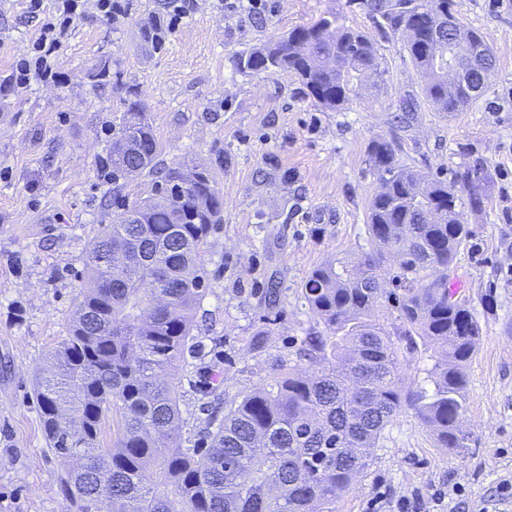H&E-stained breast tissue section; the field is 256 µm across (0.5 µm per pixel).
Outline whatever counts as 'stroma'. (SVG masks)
<instances>
[{
    "instance_id": "stroma-1",
    "label": "stroma",
    "mask_w": 512,
    "mask_h": 512,
    "mask_svg": "<svg viewBox=\"0 0 512 512\" xmlns=\"http://www.w3.org/2000/svg\"><path fill=\"white\" fill-rule=\"evenodd\" d=\"M122 14L86 6L68 27L57 82L0 94V512H64L67 463L48 449L36 381L66 338L85 282L83 258L112 221V175L103 166L117 138L120 101L137 93L159 142L158 168L205 164L224 198V221L203 257L207 289L193 330L196 355L177 365L184 438L206 432L197 384L218 372L225 399L266 383L315 317L299 288L321 263L370 250L369 201L377 182L367 145L395 140L399 155L442 179L475 164L491 173L485 208L464 210L477 250L457 257L467 296L494 288V312L477 309L480 346L468 370L462 453L437 447L411 412L400 413L369 465L336 500V512H512L498 485L512 476V0H453L482 33L497 68L463 111H435L400 35L383 33L358 0H266L258 15L224 0H190L183 16L167 0H121ZM170 23L166 48L143 56L139 26L155 13ZM341 14L375 39L383 76L355 77L329 110L292 73L242 71L240 54L318 17ZM56 0L30 13L0 0V76L57 18ZM106 77H94L98 67ZM416 111L400 115L402 98ZM277 280L280 299L265 291ZM270 336L262 353L243 341ZM465 496H458V489Z\"/></svg>"
}]
</instances>
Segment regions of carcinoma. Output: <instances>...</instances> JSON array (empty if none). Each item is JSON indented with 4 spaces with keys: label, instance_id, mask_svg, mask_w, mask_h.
<instances>
[{
    "label": "carcinoma",
    "instance_id": "1",
    "mask_svg": "<svg viewBox=\"0 0 512 512\" xmlns=\"http://www.w3.org/2000/svg\"><path fill=\"white\" fill-rule=\"evenodd\" d=\"M450 0H364L369 14L405 43L422 74L434 66L432 38L457 37L438 23ZM336 28L328 42L322 29ZM169 33L158 15L143 24L144 56L161 52ZM253 72H291L321 106L336 109L355 75L382 74L376 44L366 33L319 18L238 58ZM496 58L464 65L466 80L438 74L423 91L439 112H458L493 74ZM118 140L147 154L110 156L112 181L125 171L149 174L159 143L139 101L121 100ZM379 182L369 203L368 252L316 266L301 287L317 316L297 349L305 370L281 365L270 381L206 414V447H181L183 420L175 363L195 348L194 318L207 287L203 253L224 203L210 169L182 190V172L135 200L116 187L112 223L83 259L90 285L77 297L69 336L50 353L37 382L41 425L49 448L76 466L61 478L73 512H334L337 495L368 466L370 449L393 418L410 410L438 447H468L466 366L482 328L470 299L452 303L450 276L457 254L477 247L463 222L485 203L483 167L455 173L453 184L403 164L384 137L367 146ZM396 304L392 329L380 323ZM439 348L431 387L404 386L401 356ZM116 417L114 446L102 444L108 415Z\"/></svg>",
    "mask_w": 512,
    "mask_h": 512
}]
</instances>
